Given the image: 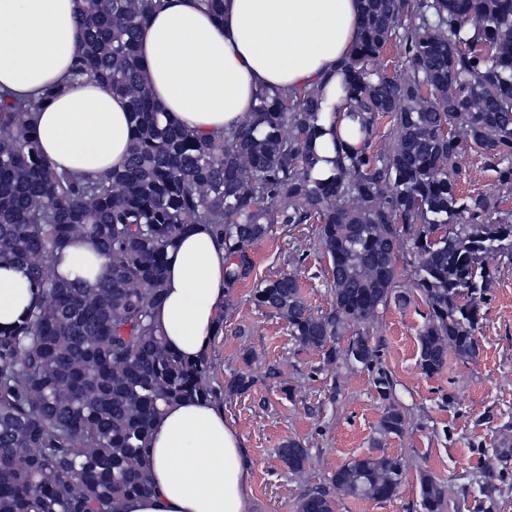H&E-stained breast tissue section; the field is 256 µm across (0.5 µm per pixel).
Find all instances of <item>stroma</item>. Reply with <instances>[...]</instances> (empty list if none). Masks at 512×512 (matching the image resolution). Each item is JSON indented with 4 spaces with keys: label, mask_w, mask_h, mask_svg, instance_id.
<instances>
[{
    "label": "stroma",
    "mask_w": 512,
    "mask_h": 512,
    "mask_svg": "<svg viewBox=\"0 0 512 512\" xmlns=\"http://www.w3.org/2000/svg\"><path fill=\"white\" fill-rule=\"evenodd\" d=\"M459 179L463 192L512 207V195L504 196L478 150L463 157ZM317 237L314 224H277L252 247V273L230 288L226 319L209 348L214 387L223 388L242 371L254 379L248 392L223 402L226 421L244 439L249 512H293L303 493L328 486L337 468L377 448L406 464L399 494L387 501L340 495L336 512H419L424 473L443 486L450 512H512V263H497L493 297L477 332V360L452 356L442 372L429 376L418 365L417 351L427 308L415 293L413 260L400 254L399 287L412 293V301L379 309L367 325L405 416L402 435L384 436V405L371 374L341 360L326 363L320 352L298 347L285 322L252 299L260 281L294 273L308 304L329 309V264ZM289 439L310 450L298 474L288 472L275 454Z\"/></svg>",
    "instance_id": "35a3bbf8"
}]
</instances>
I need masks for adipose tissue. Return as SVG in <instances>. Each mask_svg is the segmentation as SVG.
Masks as SVG:
<instances>
[{
  "label": "adipose tissue",
  "instance_id": "1",
  "mask_svg": "<svg viewBox=\"0 0 512 512\" xmlns=\"http://www.w3.org/2000/svg\"><path fill=\"white\" fill-rule=\"evenodd\" d=\"M139 32L138 54L155 104L202 138L222 136L260 89L322 85L358 37L360 0H224L216 18L201 0H165ZM81 0H0V89L57 95L36 118L41 152L55 170L97 175L122 169L132 134L126 97L98 80H67L82 49ZM107 260L78 237L56 266L64 280L95 283ZM224 245L194 225L167 250L164 295L154 310L165 346L188 360L206 354L228 293ZM34 297L22 271L0 267V325L18 322ZM151 491L124 512H248L242 438L212 402L164 407L149 440Z\"/></svg>",
  "mask_w": 512,
  "mask_h": 512
}]
</instances>
